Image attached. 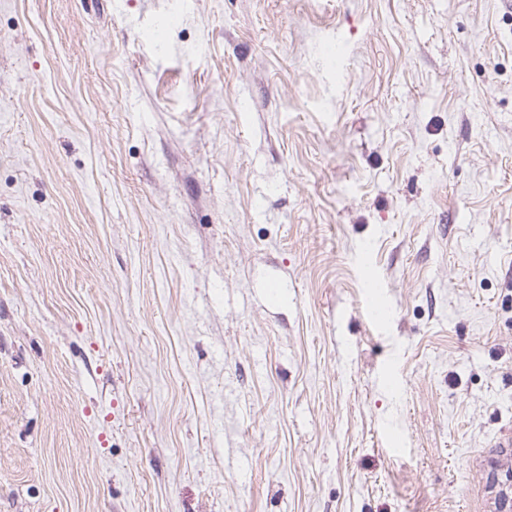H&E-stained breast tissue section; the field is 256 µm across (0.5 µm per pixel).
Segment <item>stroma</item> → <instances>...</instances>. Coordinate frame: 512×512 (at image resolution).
<instances>
[{
    "instance_id": "obj_1",
    "label": "stroma",
    "mask_w": 512,
    "mask_h": 512,
    "mask_svg": "<svg viewBox=\"0 0 512 512\" xmlns=\"http://www.w3.org/2000/svg\"><path fill=\"white\" fill-rule=\"evenodd\" d=\"M0 512H512V11L0 0Z\"/></svg>"
}]
</instances>
